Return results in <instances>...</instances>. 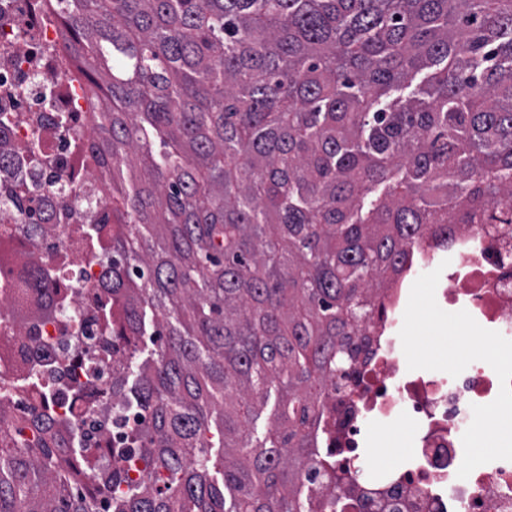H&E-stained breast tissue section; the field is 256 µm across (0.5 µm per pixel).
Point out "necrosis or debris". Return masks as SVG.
<instances>
[{
  "mask_svg": "<svg viewBox=\"0 0 512 512\" xmlns=\"http://www.w3.org/2000/svg\"><path fill=\"white\" fill-rule=\"evenodd\" d=\"M56 0H0V143L9 148L0 165L8 185L40 210L45 222L37 239L15 236L28 211L0 214V302L22 294L21 267L50 274L47 287L61 289L75 319L48 320L29 312L24 327L0 317V391L12 405L48 403L69 424L79 426L89 448L118 441L112 429V345L92 352L73 341L76 330L100 331V317L112 300V262L95 251L83 230L107 221L109 200L95 191L85 145L91 136L93 100L62 49ZM71 189L69 211L59 208L52 181ZM453 259L436 288L453 311H467L483 328L512 340V226L475 224L416 246L431 264L436 252ZM407 290L396 281L378 302L366 335L353 339L354 358L345 378L330 381L321 429L306 464L309 506L323 512H512V460L475 468L468 478L462 463V435L473 406L496 399L500 380L479 361L458 377L407 367L400 337ZM56 359L39 387L23 385L24 368ZM406 423L412 435L403 450L412 461L363 477L368 428Z\"/></svg>",
  "mask_w": 512,
  "mask_h": 512,
  "instance_id": "necrosis-or-debris-1",
  "label": "necrosis or debris"
}]
</instances>
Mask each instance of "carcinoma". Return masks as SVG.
Wrapping results in <instances>:
<instances>
[{"label": "carcinoma", "instance_id": "cac0c4a2", "mask_svg": "<svg viewBox=\"0 0 512 512\" xmlns=\"http://www.w3.org/2000/svg\"><path fill=\"white\" fill-rule=\"evenodd\" d=\"M60 2L122 225L101 244L125 434L108 477L1 400L0 512H303L377 288L424 236L512 210V0Z\"/></svg>", "mask_w": 512, "mask_h": 512}]
</instances>
